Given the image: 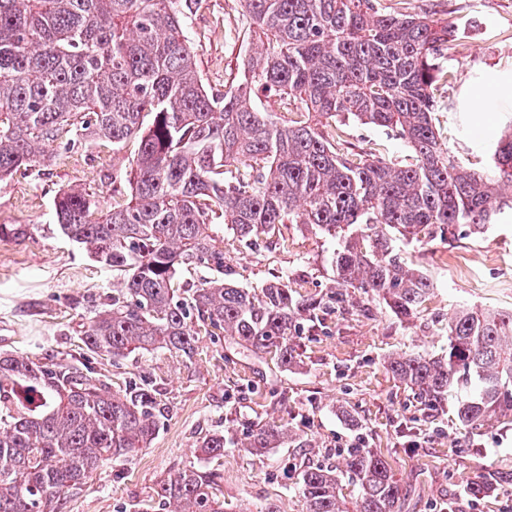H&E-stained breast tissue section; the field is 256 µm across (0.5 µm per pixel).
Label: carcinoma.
Masks as SVG:
<instances>
[{"label":"carcinoma","mask_w":512,"mask_h":512,"mask_svg":"<svg viewBox=\"0 0 512 512\" xmlns=\"http://www.w3.org/2000/svg\"><path fill=\"white\" fill-rule=\"evenodd\" d=\"M261 48L242 81L208 91L173 0H0V179L45 159L72 132L115 146L135 139L130 198L103 210L95 195L67 189L54 201L57 230L119 276L112 301L82 342L113 359L168 351L192 358L197 328L209 336L301 362L296 321L378 299L399 319L414 317L433 290L399 243L447 241L461 225L480 234L512 187V134L493 153V175L464 167L440 140L431 93L448 80L440 66L450 25L382 12L376 0H240ZM297 97L284 122L255 106L258 93ZM392 130L412 152L399 163L342 147L339 123ZM223 224L247 246L304 224L337 241L339 291L303 298L276 276L261 288L224 279ZM206 264L217 278L186 293L180 270ZM392 376L427 406L453 400L472 428L493 417L512 425V311L461 307L448 321V351L403 352ZM157 390L134 383L117 395L84 371L0 354V512H58L70 491L108 461L149 447L159 428ZM290 438L281 424L245 434L240 448L263 454ZM224 457L222 434L204 437ZM345 473L356 489L345 507L336 470L296 467L306 512H402L409 491L388 460L350 448ZM222 476L177 468L142 512H229ZM512 489V466L484 469L464 488L481 501Z\"/></svg>","instance_id":"cac0c4a2"}]
</instances>
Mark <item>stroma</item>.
Listing matches in <instances>:
<instances>
[{
  "label": "stroma",
  "instance_id": "obj_1",
  "mask_svg": "<svg viewBox=\"0 0 512 512\" xmlns=\"http://www.w3.org/2000/svg\"><path fill=\"white\" fill-rule=\"evenodd\" d=\"M378 3L393 14L454 26L441 61L451 79L436 94V126L464 166L490 173L493 135L512 124V96L486 93L494 84H512V0ZM176 6L206 88L221 93L236 85L259 44L239 0H177ZM343 131L351 149L372 148L392 160L410 153L385 128L350 120ZM137 149L134 139L120 148L106 140L56 142L50 161L0 180V224L29 227L25 240L0 239V352L91 367L118 394L143 379L157 389L159 430L150 447L108 462L68 494L59 512H137L169 471L189 465L220 470L224 500L235 512H259L270 500L281 512H305L294 464L325 458L338 466L341 458L325 457V450L355 445L381 452L396 479L413 486L406 512H440L451 498L459 512H512V491L474 504L461 490L487 467L512 465V427L491 420L464 430L452 406H421L385 368L389 357L404 351L445 352L448 319L458 307L512 310V209L483 234L405 244L409 263L434 283L423 312L400 320L370 300L360 311L339 308L322 320L301 321L299 365L284 369L270 356L204 334L189 360L157 351L115 361L90 356L82 336L117 282L57 232L53 203L68 187L92 192L105 208L126 198L128 161ZM217 236L242 287H261L276 275L308 297L336 287L334 242L303 225H282L279 234L249 249L228 229ZM270 420L289 427L285 445L262 456L237 448L246 431ZM215 432L224 434L227 446L223 458L212 461L195 448Z\"/></svg>",
  "mask_w": 512,
  "mask_h": 512
}]
</instances>
